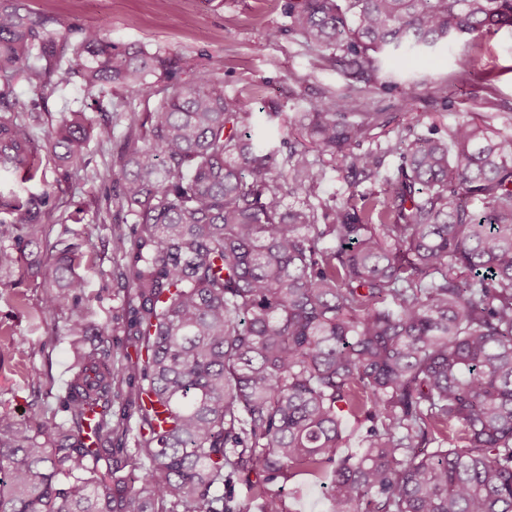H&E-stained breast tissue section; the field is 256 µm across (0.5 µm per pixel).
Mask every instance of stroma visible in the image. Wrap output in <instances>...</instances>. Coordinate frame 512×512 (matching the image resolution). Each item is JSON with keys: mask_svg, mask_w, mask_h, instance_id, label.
Listing matches in <instances>:
<instances>
[{"mask_svg": "<svg viewBox=\"0 0 512 512\" xmlns=\"http://www.w3.org/2000/svg\"><path fill=\"white\" fill-rule=\"evenodd\" d=\"M285 2L180 0L174 6L169 0H24L31 16L59 36L101 23L118 48L136 46L187 61L183 79L197 70H217L225 93L246 102L253 129L276 142L298 140L301 131L268 120L270 105L291 116L305 111L309 102L352 85L361 92L363 111L381 113L384 121L373 138L360 144L363 152L387 139H411L431 128L444 136L463 119L512 134V30L477 39L465 36L452 50L419 59L382 56L377 80L369 85L353 82L324 52L288 33ZM458 54L475 57V69L447 98H438L432 87L455 73ZM14 92L27 100L26 119L39 138L71 112L82 111L101 122L112 118L97 111L93 96L76 81L41 97L21 80ZM126 134L120 125L111 139L91 142L84 165L78 167L61 166L53 153L43 151L32 180L18 173L0 174L1 191L42 198L33 214L37 223L50 225L51 240L79 245L83 257L77 274L83 280L84 313L91 321L118 317L123 303L124 262L112 253L114 213L106 208L117 182L104 173L113 156L125 149ZM0 247L18 259L12 269L0 271V278L10 283L0 290V409L20 413L38 407L57 420L67 419L60 400L68 392L74 357L65 330L76 308L68 302L43 314L44 278L13 216L0 215ZM35 367L40 370L36 376L31 373ZM282 492L289 512H327L326 490L310 476H291Z\"/></svg>", "mask_w": 512, "mask_h": 512, "instance_id": "1", "label": "stroma"}]
</instances>
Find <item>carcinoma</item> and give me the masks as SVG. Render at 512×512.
Segmentation results:
<instances>
[{"label":"carcinoma","mask_w":512,"mask_h":512,"mask_svg":"<svg viewBox=\"0 0 512 512\" xmlns=\"http://www.w3.org/2000/svg\"><path fill=\"white\" fill-rule=\"evenodd\" d=\"M286 16L288 32L369 83L385 50L412 59L512 29V0H288ZM103 29L71 42L0 0V97L21 78L40 95L75 77L131 97L149 77L163 83L143 115L123 98L112 123L72 112L41 141L24 100L0 107V173L42 147L78 166L124 120L144 141L112 159L109 199L134 218L129 236L115 227L112 252L125 260L121 328L140 342L136 361L114 368L85 349L115 327L76 313L73 426L0 411V512H288L277 485L295 470L331 472L329 512H512V135L462 120L446 139L357 153L380 113L346 93L300 113L306 142L284 151L252 133L218 74L183 80L180 60L118 51ZM329 169L382 192L331 204ZM37 203L1 192L0 214ZM80 259L73 244L48 255L61 287L42 313L82 288ZM124 384L134 448L112 447ZM350 417L359 448L344 454Z\"/></svg>","instance_id":"obj_1"}]
</instances>
